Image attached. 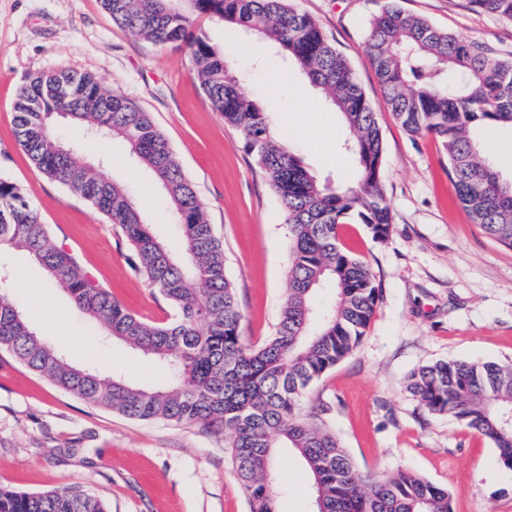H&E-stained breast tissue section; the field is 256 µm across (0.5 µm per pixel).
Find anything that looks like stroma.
Wrapping results in <instances>:
<instances>
[{"label":"stroma","instance_id":"1","mask_svg":"<svg viewBox=\"0 0 512 512\" xmlns=\"http://www.w3.org/2000/svg\"><path fill=\"white\" fill-rule=\"evenodd\" d=\"M348 58L379 112L383 188L393 222L373 239L361 224L340 228L343 247L365 261L380 286L366 334L353 354L312 383L308 406L324 419L361 475L412 470L448 489L454 512H512V470L494 444L445 415L424 411L408 375L440 360L512 363V249L472 224L448 178V159L431 136H413L387 109L366 54L371 19L393 4L441 29L512 54V21L475 10L469 0H293ZM199 27L241 77L243 93L271 111L319 179L354 180L337 113L320 109L314 90L284 58L242 28L203 18ZM94 75L109 91L150 112L194 183L224 243L226 273L242 312L245 344L273 332L288 291V226L279 199L192 74L185 47L134 38L100 0H0V177L16 183L58 244L90 278L137 316L164 322L172 309L130 261L114 225L84 199L37 171L15 139L13 103L37 73ZM59 138L136 189H149L154 231L178 246L167 202L151 174L120 141L81 137L56 117ZM5 297L47 337L64 332L71 362L139 386L161 369L106 339L76 313L23 254L9 258ZM278 512H314L307 468L289 448L275 458ZM0 486L27 492L79 487L109 512H249L221 436L166 421H134L61 391L0 352Z\"/></svg>","mask_w":512,"mask_h":512}]
</instances>
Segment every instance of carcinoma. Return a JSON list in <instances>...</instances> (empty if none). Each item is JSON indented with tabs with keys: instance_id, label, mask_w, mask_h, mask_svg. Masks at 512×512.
<instances>
[{
	"instance_id": "1",
	"label": "carcinoma",
	"mask_w": 512,
	"mask_h": 512,
	"mask_svg": "<svg viewBox=\"0 0 512 512\" xmlns=\"http://www.w3.org/2000/svg\"><path fill=\"white\" fill-rule=\"evenodd\" d=\"M476 10L512 20V0H470ZM113 23L155 43L190 51L200 86L270 182L288 224L289 288L274 333L243 343L224 247L195 187L150 113L105 90L90 74L39 73L15 103L16 139L45 176L79 195L129 242L135 267L176 311L171 323L130 313L89 279L58 245L20 187L0 178V256L25 254L70 297L74 310L165 372L150 388L72 365L37 334L22 310L0 295V351L59 389L135 421H167L224 436L250 512H275V449L291 448L312 480L315 512H453L448 490L408 469L364 483L335 432L305 410L308 387L361 343L380 296L366 263L343 250L339 226L356 221L376 240L392 214L383 191L384 147L374 104L345 57L292 0H102ZM201 17L257 31L283 53L339 113L357 182L320 181L289 144L275 138L269 112L244 96L224 55L197 29ZM366 51L385 105L408 132L438 139L448 175L473 223L512 248V177L486 152L487 133L512 129V56L461 39L429 20L386 6L370 23ZM62 114L100 140L120 139L166 195L181 250L154 233L125 182L84 160L52 131ZM335 297L318 310L314 296ZM407 390L432 414L448 415L490 439L512 469V365L439 361L411 372ZM0 512H107L97 496L67 488L29 493L0 488Z\"/></svg>"
}]
</instances>
